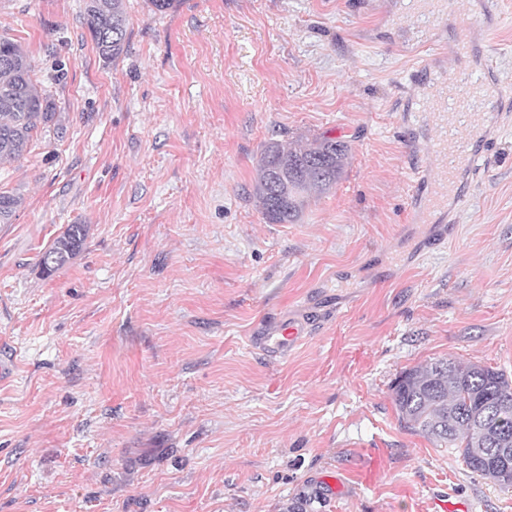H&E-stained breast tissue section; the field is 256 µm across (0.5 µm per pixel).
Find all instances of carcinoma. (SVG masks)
Wrapping results in <instances>:
<instances>
[{"mask_svg":"<svg viewBox=\"0 0 512 512\" xmlns=\"http://www.w3.org/2000/svg\"><path fill=\"white\" fill-rule=\"evenodd\" d=\"M86 24L105 64L125 51L129 19L124 0H86ZM55 102L32 78L21 44L0 35V161L18 160L34 134L50 126ZM347 142L326 136L306 144L267 143L257 163L254 197L269 224H295L308 198L330 191L349 159ZM19 196L0 192V224H9ZM86 226L70 224L42 253L52 273L78 254ZM401 424L439 448H454L473 472L503 487L512 486V381L492 367L461 365L438 358L403 371L392 386Z\"/></svg>","mask_w":512,"mask_h":512,"instance_id":"carcinoma-1","label":"carcinoma"}]
</instances>
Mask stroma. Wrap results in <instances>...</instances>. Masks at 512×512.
Masks as SVG:
<instances>
[{
    "instance_id": "stroma-1",
    "label": "stroma",
    "mask_w": 512,
    "mask_h": 512,
    "mask_svg": "<svg viewBox=\"0 0 512 512\" xmlns=\"http://www.w3.org/2000/svg\"><path fill=\"white\" fill-rule=\"evenodd\" d=\"M124 0L104 64L86 0H0L55 126L0 191V512H512V488L403 429L391 386L448 357L512 379V111L465 208H416L443 159L402 49V0ZM493 38L512 94V0ZM349 142L295 224L253 197L265 144ZM71 224L82 250L45 273ZM448 237L437 243L440 226ZM305 327L288 354L258 336Z\"/></svg>"
}]
</instances>
